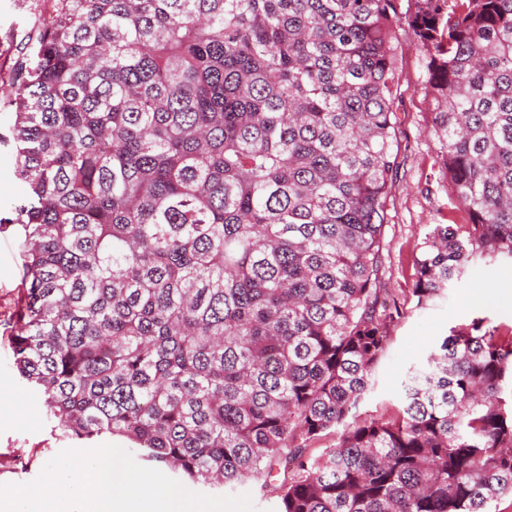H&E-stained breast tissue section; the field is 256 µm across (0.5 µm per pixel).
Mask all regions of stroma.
Listing matches in <instances>:
<instances>
[{
	"label": "stroma",
	"instance_id": "obj_1",
	"mask_svg": "<svg viewBox=\"0 0 512 512\" xmlns=\"http://www.w3.org/2000/svg\"><path fill=\"white\" fill-rule=\"evenodd\" d=\"M52 7L53 0H0V219L12 217L14 207L26 198L12 135L15 116L8 101L25 46L38 20ZM394 47L393 62L400 76L393 104L399 167L387 207L383 286L403 303L404 315L389 326L388 348L348 416L352 422L397 414L409 371L426 364L450 328L483 318L498 335L512 334L510 269L470 266L442 298L424 307L417 306L410 293L413 256L429 225L463 223L464 213L451 193L443 149L432 132L434 104L426 89L429 53L404 23ZM3 236L10 239L12 252L0 254V484H23L34 480L63 450L120 447L124 441L66 435L49 417L37 391L19 378L9 342L18 331L25 290L24 232L18 226H0Z\"/></svg>",
	"mask_w": 512,
	"mask_h": 512
}]
</instances>
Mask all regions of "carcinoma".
I'll return each instance as SVG.
<instances>
[{"label":"carcinoma","mask_w":512,"mask_h":512,"mask_svg":"<svg viewBox=\"0 0 512 512\" xmlns=\"http://www.w3.org/2000/svg\"><path fill=\"white\" fill-rule=\"evenodd\" d=\"M398 0H55L8 105L28 202L15 367L67 435L193 485L283 464L279 512H489L512 493V338L474 319L392 418L342 424L384 355ZM463 224L416 305L512 261V0H417Z\"/></svg>","instance_id":"cac0c4a2"}]
</instances>
